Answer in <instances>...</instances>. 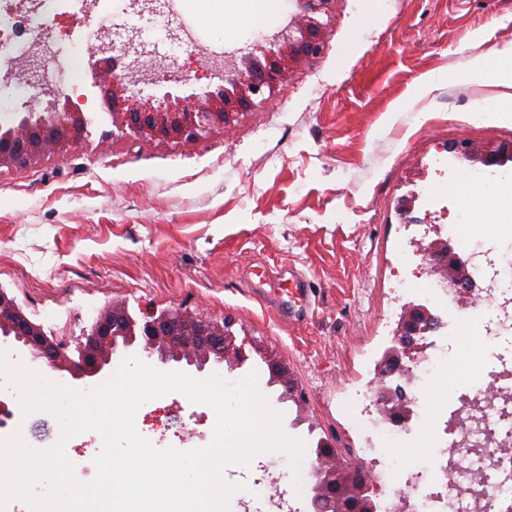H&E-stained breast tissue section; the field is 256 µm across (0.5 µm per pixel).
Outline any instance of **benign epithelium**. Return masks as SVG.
<instances>
[{"instance_id": "obj_1", "label": "benign epithelium", "mask_w": 512, "mask_h": 512, "mask_svg": "<svg viewBox=\"0 0 512 512\" xmlns=\"http://www.w3.org/2000/svg\"><path fill=\"white\" fill-rule=\"evenodd\" d=\"M333 0H296L297 12L288 24L258 43L255 53L241 59L224 61V67L195 62L197 76L210 83L200 93L143 97L136 89L140 83L187 81L184 70L159 71L144 68L136 61L120 67L107 56L112 47L103 43L108 31L100 32L89 65L94 78L103 79V104L111 115L112 135L136 142H187L202 138L214 126H227L237 116L272 100L284 87L289 73L298 64L318 56L330 23ZM36 102L22 104L23 112L7 128L0 126V168L27 166L47 153L67 155L86 132L83 113L73 108L70 98L58 91L41 88ZM430 272L451 283L469 287L465 263L448 242L429 245ZM434 329V320L424 305L409 304L399 329L379 368L377 409L390 421L404 424L409 409L399 391L386 379L408 369L426 347L425 336ZM139 347L149 357L167 365L176 363L202 372L210 364L233 369L246 357L235 344L234 335L224 322L207 319L180 306L163 310H145L135 318L124 303L103 308L95 318L84 341L72 356L69 345L48 335L44 327L32 321L16 300L0 287V351L17 356L21 351L40 369L69 375L83 383L98 378L112 362L119 348ZM354 481L350 490L367 512H375L369 494L374 483L372 473L363 464L345 467ZM311 488L315 512H328L326 499L332 496L328 484L336 480V468L325 461L315 468Z\"/></svg>"}]
</instances>
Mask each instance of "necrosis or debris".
<instances>
[{
	"label": "necrosis or debris",
	"instance_id": "4bbe7bcc",
	"mask_svg": "<svg viewBox=\"0 0 512 512\" xmlns=\"http://www.w3.org/2000/svg\"><path fill=\"white\" fill-rule=\"evenodd\" d=\"M0 0V34L10 33L21 44L19 54L0 49V74L28 64L32 36L44 11L63 0ZM468 250L476 288L471 296L444 280H405V293L422 296L436 317L434 341L410 367V381L425 388L448 360V341L461 322L496 336L512 328V290L502 287L489 252L461 241ZM407 430L384 419L362 421L367 451L373 455L378 512H512V359L502 360L490 377L473 375L444 407H416ZM435 430L437 439L422 462L398 465L384 453L387 443L403 436L421 438Z\"/></svg>",
	"mask_w": 512,
	"mask_h": 512
}]
</instances>
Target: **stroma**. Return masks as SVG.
I'll return each mask as SVG.
<instances>
[{
    "mask_svg": "<svg viewBox=\"0 0 512 512\" xmlns=\"http://www.w3.org/2000/svg\"><path fill=\"white\" fill-rule=\"evenodd\" d=\"M129 2L101 0L99 16L111 17L116 47L148 64L163 61L166 48L141 43L137 32L161 17L175 32L192 30L198 46L236 57L281 25L275 11L261 29L227 39L197 21L209 0L196 9L155 0L138 13ZM331 15L322 53L298 65L272 103L193 143L113 136L99 88L77 66L95 45L89 32L99 17L48 15L61 34L41 81L76 95L90 125L66 156L0 170V287L69 341L114 302L136 316L185 306L229 321L251 353L235 374L257 372L283 431L323 439L352 463L364 441L346 397L378 386L404 304L397 269L430 221L414 196L436 189L433 155L444 150L455 161L443 203L473 215L470 240L498 244L502 221L512 218V188L490 199L458 188L488 144L512 141V124L472 118L493 104L512 111V97L497 96L512 0H334ZM480 56L483 83L450 79ZM463 140L471 158L456 149ZM295 276L311 301L302 322L286 309ZM493 348L473 330L468 344L453 347L432 393L469 379V358L489 359ZM266 353L287 365L304 407L268 386ZM156 406L176 410L187 431L205 430L213 416L179 393L140 411ZM289 471L285 455H267L228 480L285 495Z\"/></svg>",
    "mask_w": 512,
    "mask_h": 512,
    "instance_id": "stroma-1",
    "label": "stroma"
}]
</instances>
